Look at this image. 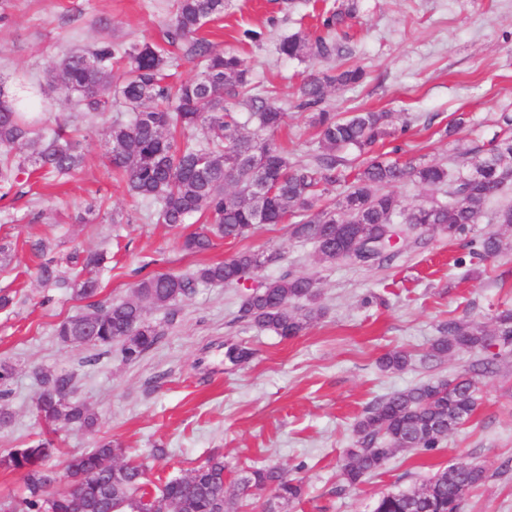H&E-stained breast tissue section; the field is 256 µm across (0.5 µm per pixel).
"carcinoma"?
I'll return each instance as SVG.
<instances>
[{
  "label": "carcinoma",
  "mask_w": 512,
  "mask_h": 512,
  "mask_svg": "<svg viewBox=\"0 0 512 512\" xmlns=\"http://www.w3.org/2000/svg\"><path fill=\"white\" fill-rule=\"evenodd\" d=\"M223 11L224 0H176L165 40L182 45L188 56L204 64L189 81H169V61L158 45L144 41L116 47L110 39L66 53L51 75L78 112H110L115 95L132 112L130 119L116 117L102 129L112 175L153 207L149 217L160 224L179 227L194 215L206 218L183 238V250L202 253L215 237L241 240L264 224L289 220L292 236L314 242L320 260L371 268L390 265L395 237L437 232L457 240L483 222L512 227V205L488 210L512 185L511 132L494 137L487 149H465L463 155L471 161L462 169L420 159L401 163L374 154L377 144L407 131L405 125L392 127L391 113L343 116L322 109L311 116L319 153L311 161L290 160L288 151L271 138L285 124V109L253 92L249 69L238 55L196 38L206 20ZM348 17H353L352 10L336 5L323 18L324 34L311 40L296 32L280 42V53L316 60L342 56L345 46L337 30ZM121 64L123 79L116 84L113 68ZM364 76L358 66L335 75L311 73L298 89V107H317L325 102L328 88L353 86ZM48 123V109L25 111L0 82V199L25 176L37 172L44 179H62L81 169L80 141L61 126L42 133L38 126ZM348 154L360 164L350 166ZM409 179L441 197L404 206L390 187ZM27 245L42 258L38 279L43 285L88 301L84 312L56 325L59 344L110 351L117 343L127 362L138 360L162 336L147 319L150 310L173 311L202 285L237 284L278 260L273 252L240 251L222 262L200 265L189 275H147L130 296L102 303L96 297L99 274L109 260L106 251L75 250L66 255L64 272L47 242L31 239ZM508 249L500 233L486 232L473 255L486 260ZM317 297L311 277L286 272L246 294L239 319L279 336H296L321 316ZM495 324L492 332L481 322L455 317L441 325L430 356L478 352L484 357L451 379L429 381L370 403L354 425V447L346 450L341 472L346 486L361 484L400 452L435 453L471 418L479 384L495 372L501 356L492 352L494 342L505 350L512 346V310L498 313ZM409 359L406 352L395 350L379 359V368L399 371ZM35 376V409L46 429L25 447L0 456V470L21 474L25 488L22 497L0 501V512H235L219 454L167 481L156 494L145 489L148 465L125 459V449L110 437H100L89 451L62 454L52 434L62 426L93 432L98 415L74 397V373L40 369ZM450 466L456 477L448 478L444 469L418 488L380 496L372 512H457L485 472L464 458ZM60 469L75 478V493L55 489ZM239 485L271 489L272 497L261 504L263 512H276V506L299 499L303 492L302 483L278 467L248 469Z\"/></svg>",
  "instance_id": "carcinoma-1"
}]
</instances>
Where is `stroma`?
<instances>
[{
  "label": "stroma",
  "mask_w": 512,
  "mask_h": 512,
  "mask_svg": "<svg viewBox=\"0 0 512 512\" xmlns=\"http://www.w3.org/2000/svg\"><path fill=\"white\" fill-rule=\"evenodd\" d=\"M335 0H226L224 13L200 31L239 55L250 77L288 117L275 135L290 160H309L318 149L311 112L298 106V86L311 71L335 73L357 65L364 83L331 90L335 112L387 111L408 131L388 139L385 151L399 159L449 163L474 140L490 141L501 113H512V0H352L347 55L317 63L280 54L281 40L297 31L317 36V15ZM174 0H8L0 13V76L26 77L14 87L21 105L48 107L53 121L83 128L85 160L66 184L34 186L0 202V244L10 258L0 263V291L13 303L0 310V361L15 374L5 405L13 413L0 426V454L23 447L39 432L34 411L37 369H68L78 377L77 397L99 415L101 434L137 460L150 462L148 489L224 456L226 488L236 512H259L261 494L236 485L244 470L285 468L304 483L302 497L283 512H370L380 495L418 486L463 456L482 466L485 480L466 496L460 512H512V354L480 384L472 420L430 455L400 453L374 476L343 488L344 452L353 427L374 399L462 372L472 354L434 358L430 345L448 317L492 325L497 310L512 308V252L483 261L473 247L441 234L408 238L392 265L366 270L320 261L315 246L293 239L288 225H265L249 237L215 239L202 254L181 247L196 228L156 223L145 201L113 180L99 128L111 114H78L57 91L30 88L68 51L109 38L117 43L157 42ZM262 39L243 38L244 30ZM467 124L456 135L442 129L459 114ZM124 221L112 223L113 214ZM46 239L54 254L107 250L100 300L130 295L132 285L154 273L187 274L242 250L277 253L257 280L286 272L318 282L324 316L299 335L285 338L239 319L247 285L198 288L175 313L153 310L162 330L155 348L138 361L119 351L98 355L89 347H65L55 325L85 310V302L43 288L27 240ZM252 350L248 362L226 357L230 345ZM392 350L409 354L408 366L384 372L378 360ZM162 459L152 460L156 446Z\"/></svg>",
  "instance_id": "1"
}]
</instances>
